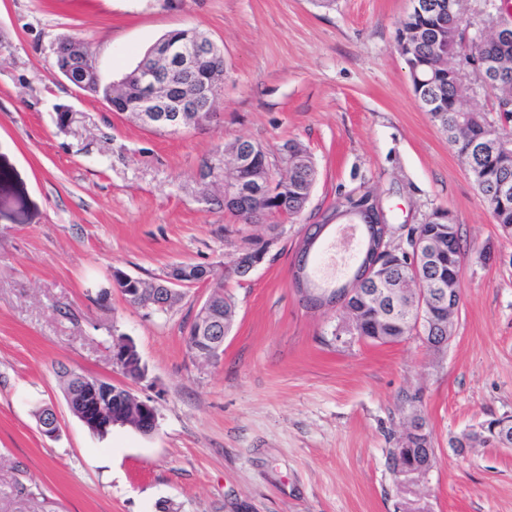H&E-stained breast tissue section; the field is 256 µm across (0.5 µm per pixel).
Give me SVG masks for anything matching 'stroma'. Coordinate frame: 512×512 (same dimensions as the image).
<instances>
[{"mask_svg": "<svg viewBox=\"0 0 512 512\" xmlns=\"http://www.w3.org/2000/svg\"><path fill=\"white\" fill-rule=\"evenodd\" d=\"M410 0H0V512H512V448L459 455L449 440L512 414V235L496 223L446 136L418 104L396 33ZM224 49L216 116L156 132L52 75L53 43L82 39L103 81L173 29ZM72 106L68 128L56 108ZM306 147L317 179L277 233L208 202L224 146ZM401 226L444 209L465 252L447 348L337 335L344 313L292 282L306 225L354 189ZM271 239L245 282L224 357L186 345L208 288L145 315L113 269L154 281L177 264L228 263L243 237ZM136 343L126 382L112 340ZM68 368L151 399L148 435L104 437L68 409ZM419 394L438 459L406 486L391 455L403 393ZM55 408L60 432L35 413Z\"/></svg>", "mask_w": 512, "mask_h": 512, "instance_id": "stroma-1", "label": "stroma"}]
</instances>
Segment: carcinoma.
<instances>
[{
  "instance_id": "1",
  "label": "carcinoma",
  "mask_w": 512,
  "mask_h": 512,
  "mask_svg": "<svg viewBox=\"0 0 512 512\" xmlns=\"http://www.w3.org/2000/svg\"><path fill=\"white\" fill-rule=\"evenodd\" d=\"M438 9L422 15L409 13L401 21L396 37V47L405 60L415 96L432 103L425 108L431 118L439 124L448 138V145L472 177L483 200L493 213L496 223L512 225V195L497 196L499 185H512V39L481 46L465 47V35L459 29L458 18L464 11V0H431ZM490 56L497 63L489 76L490 92L495 98L496 117L465 107L467 89L459 71L464 65H475ZM290 151L288 176L276 171L278 164L269 160L268 154H255L254 179L251 184L267 188L273 186L277 193L261 203L256 197L239 199V205L227 204L224 209L239 217L248 212L246 220L252 224L272 223L280 218L297 219L305 209L317 171L307 149L295 140L286 141ZM448 225L427 222L411 228L408 235L423 238L435 232L443 246L442 254L434 260L414 267L407 255L394 258L387 286L391 287L408 277L418 276L424 288H432L434 276L443 273L448 278L457 274L455 261L448 254L462 255L459 228L446 231ZM124 271L115 269L112 274L113 287L121 292L136 286L147 291L153 283L143 279L132 283L123 277ZM362 288L353 295L348 306L359 322L360 335L375 344H398L412 335L411 319L406 313L392 312L384 301L366 304ZM215 312L229 329L235 317L233 298L219 292L214 300ZM409 460L417 463H437L431 442L420 437L408 438Z\"/></svg>"
}]
</instances>
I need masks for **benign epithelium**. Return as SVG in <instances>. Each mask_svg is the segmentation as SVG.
Listing matches in <instances>:
<instances>
[{"mask_svg":"<svg viewBox=\"0 0 512 512\" xmlns=\"http://www.w3.org/2000/svg\"><path fill=\"white\" fill-rule=\"evenodd\" d=\"M509 27L499 19L488 24L481 22L475 25L468 22L466 30L473 31L476 43L497 41L503 31ZM53 76L67 80L75 88L100 94L112 112L121 111L122 101L131 96L138 106L132 110L139 123L148 128H164L179 131L192 125L194 113L203 112L213 102L215 91L220 89L224 69L215 66V60L223 57V48L206 34L188 29L174 37L169 34L156 41L145 53L134 72L123 76L120 80L106 85V93H101L102 79L96 57L81 40H66L53 50ZM253 156L239 152L231 169L237 172L235 185L226 194V199H239L242 175L252 170ZM379 198L370 193L363 200L344 203L336 212V218L348 219L349 227L354 228L364 223L366 215L375 218L381 216ZM392 228L389 224H376L374 229L362 234L365 247L360 266L352 279L344 284V291L332 297H319L317 306L337 307L346 310V302L353 289L364 282L380 288L385 284L388 260L398 256L400 252L410 249L428 250L429 243L414 241L392 245ZM262 263V259L252 255L249 249H243L234 258L232 267L242 278H247ZM185 284V281L168 272L156 283L157 289L145 304V309L158 311L169 304V297L174 287ZM460 306L458 289L439 280L434 286L431 305L420 302L413 315L417 325L424 326L419 339L430 349L444 347L451 334L438 331L442 326L441 319L447 314H456ZM217 314L212 308L211 297H206L200 304L193 320L187 329L186 340L190 343V352L202 346L212 362L220 361L224 356V336L214 328ZM112 362L120 366L122 371L132 380L144 377L146 368L134 342L128 337H120L112 342ZM73 382L72 393L67 398L69 410L83 424L99 427L106 431L114 425L127 426L144 434L152 433L157 426L158 413L155 405L148 399L135 396L122 385L105 381L98 377H89L73 371L69 375ZM482 439L497 447L512 446V416L498 418L492 431H487L482 423L465 431V436L455 442L456 452L466 453L473 439Z\"/></svg>","mask_w":512,"mask_h":512,"instance_id":"benign-epithelium-1","label":"benign epithelium"}]
</instances>
